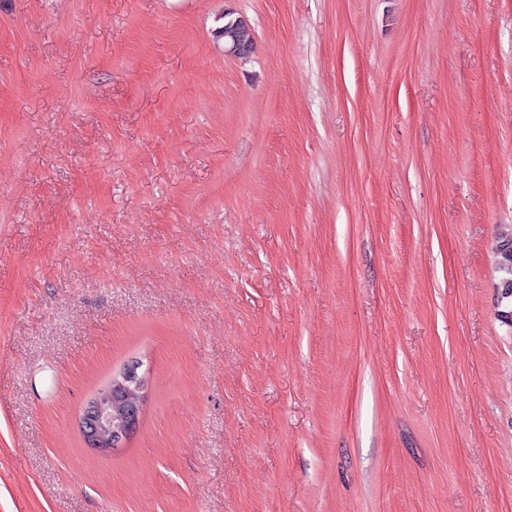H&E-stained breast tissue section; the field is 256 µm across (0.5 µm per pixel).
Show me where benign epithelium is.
<instances>
[{"mask_svg":"<svg viewBox=\"0 0 512 512\" xmlns=\"http://www.w3.org/2000/svg\"><path fill=\"white\" fill-rule=\"evenodd\" d=\"M232 21L224 25L216 37L224 40V54L241 57L249 54L253 45L241 41L239 28L247 21L228 11ZM140 364L132 361L100 391L84 402L79 416V428L87 447L101 455H110L122 448L136 433L147 399L148 378L139 372Z\"/></svg>","mask_w":512,"mask_h":512,"instance_id":"7a95c632","label":"benign epithelium"}]
</instances>
